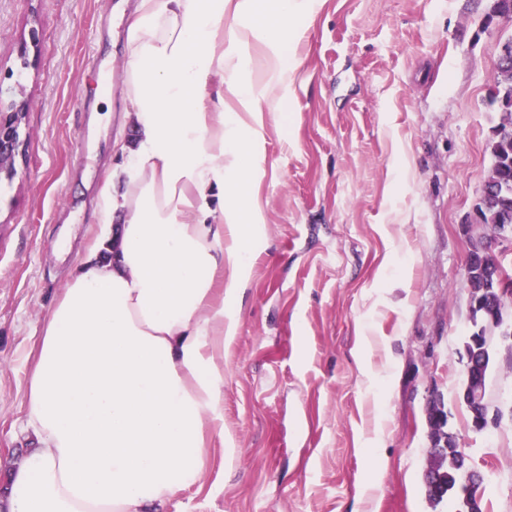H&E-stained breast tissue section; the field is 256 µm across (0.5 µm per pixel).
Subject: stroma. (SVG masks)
Segmentation results:
<instances>
[{
    "mask_svg": "<svg viewBox=\"0 0 512 512\" xmlns=\"http://www.w3.org/2000/svg\"><path fill=\"white\" fill-rule=\"evenodd\" d=\"M133 0H0V100L28 147L0 173V485L34 440L42 324L94 243L122 109ZM497 0H319L264 115L224 438L167 512H453L431 505L427 405L440 395L487 512H512V345L487 380L497 424L457 393L468 218L491 171L488 105L512 23Z\"/></svg>",
    "mask_w": 512,
    "mask_h": 512,
    "instance_id": "35a3bbf8",
    "label": "stroma"
}]
</instances>
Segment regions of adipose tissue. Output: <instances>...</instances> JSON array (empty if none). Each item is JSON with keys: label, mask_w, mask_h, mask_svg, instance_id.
Returning <instances> with one entry per match:
<instances>
[{"label": "adipose tissue", "mask_w": 512, "mask_h": 512, "mask_svg": "<svg viewBox=\"0 0 512 512\" xmlns=\"http://www.w3.org/2000/svg\"><path fill=\"white\" fill-rule=\"evenodd\" d=\"M262 2L135 0L123 190L106 179L98 220L111 231L44 321L26 405L38 446L0 488V512H165L201 480L210 438L224 435V349L246 242L261 230L262 109L247 45L266 44L278 87L295 23L315 11V0Z\"/></svg>", "instance_id": "ef3b65f1"}]
</instances>
